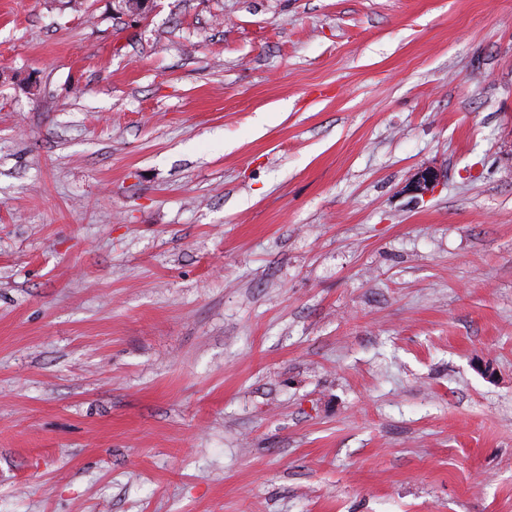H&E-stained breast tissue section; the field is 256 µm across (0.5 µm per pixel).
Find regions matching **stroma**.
<instances>
[{
  "label": "stroma",
  "instance_id": "obj_1",
  "mask_svg": "<svg viewBox=\"0 0 512 512\" xmlns=\"http://www.w3.org/2000/svg\"><path fill=\"white\" fill-rule=\"evenodd\" d=\"M0 512H512V0H0Z\"/></svg>",
  "mask_w": 512,
  "mask_h": 512
}]
</instances>
